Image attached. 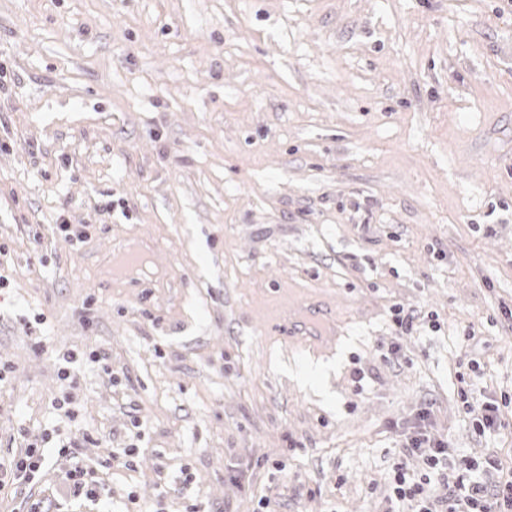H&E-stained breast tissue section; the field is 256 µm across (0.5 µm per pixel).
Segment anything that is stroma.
I'll list each match as a JSON object with an SVG mask.
<instances>
[{
	"label": "stroma",
	"instance_id": "obj_1",
	"mask_svg": "<svg viewBox=\"0 0 512 512\" xmlns=\"http://www.w3.org/2000/svg\"><path fill=\"white\" fill-rule=\"evenodd\" d=\"M0 64V454L52 455L0 512H413L419 410L450 470L511 444L461 388L512 430V0H0ZM79 424L93 505L54 453ZM333 331L329 313L321 307L301 306L288 323L290 337H308L320 341ZM472 400H468L465 406V413L471 419L473 424L483 432L485 429L488 430H499L501 428V422L498 417L499 406L493 399H490L484 395L478 397L474 395L472 389H470Z\"/></svg>",
	"mask_w": 512,
	"mask_h": 512
}]
</instances>
